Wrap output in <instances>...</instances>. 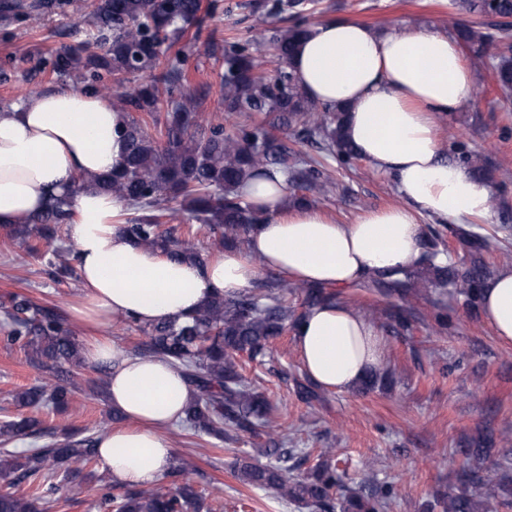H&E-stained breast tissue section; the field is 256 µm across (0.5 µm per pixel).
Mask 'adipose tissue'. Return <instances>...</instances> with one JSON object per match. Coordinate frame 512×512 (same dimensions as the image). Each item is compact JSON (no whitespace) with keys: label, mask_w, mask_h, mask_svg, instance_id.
<instances>
[{"label":"adipose tissue","mask_w":512,"mask_h":512,"mask_svg":"<svg viewBox=\"0 0 512 512\" xmlns=\"http://www.w3.org/2000/svg\"><path fill=\"white\" fill-rule=\"evenodd\" d=\"M290 69L311 100L348 106V140L359 157L394 177L399 204L340 224L318 208L289 204L284 177L252 179L243 201L266 220L246 251L228 250L211 261L167 259L122 234L131 214L126 201L76 184L82 176L121 171L126 113L94 89L58 87L0 113V225L68 196L84 285L74 316L96 325L132 316L151 325L188 320L211 297L237 295L264 270L293 282L349 288L377 271L415 266L422 217L453 224L489 219L488 188L466 165L441 154L437 118L460 111L472 89L451 37L379 34L330 21L312 27ZM481 302L495 338L512 344V266L484 284ZM294 345L313 382L345 392L380 363L384 341L362 315L333 301L307 313ZM85 356L108 365V400L129 421L97 436L113 482L159 483L175 462L164 431L182 416L190 385L165 359L128 355L105 340L88 342Z\"/></svg>","instance_id":"adipose-tissue-1"}]
</instances>
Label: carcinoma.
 I'll use <instances>...</instances> for the list:
<instances>
[{
  "instance_id": "carcinoma-1",
  "label": "carcinoma",
  "mask_w": 512,
  "mask_h": 512,
  "mask_svg": "<svg viewBox=\"0 0 512 512\" xmlns=\"http://www.w3.org/2000/svg\"><path fill=\"white\" fill-rule=\"evenodd\" d=\"M453 13L448 24L458 38L481 51L495 46L499 53L493 70L497 87L512 96V0H451ZM305 0H261L256 4L268 20L280 22L270 36L245 43L224 45V72L218 83L224 101V121L206 119L201 112V96L178 93L182 74L164 62L165 45H171L187 28L199 22L200 0H97L88 25L95 42L107 44L102 53L84 42L58 52L55 69L70 76L82 69L103 70L112 75V84L98 91L113 104L128 107L144 117L128 122L120 173L97 180L100 188L127 201L133 213L121 226L132 242L146 246L161 256L198 259L171 233L162 229L163 204L180 200L182 209L210 232L220 236L222 245H232L266 220L264 214L243 204L240 189L251 178L270 177L278 172L287 182L313 195L332 191L331 172L318 161L301 159L288 147L286 133L298 144L310 145L340 164L357 157L346 137L344 109L313 102L290 70L274 79L258 72L266 46L278 58L290 63L299 39L309 30L304 20ZM493 16L500 19L497 32H489L460 22L457 14ZM161 70L159 81L172 101L162 139L146 130L147 119L161 109L157 86L133 92H117L126 76ZM73 213L66 198L54 200L41 213L13 225L15 240L33 235L51 242L69 231ZM444 250L436 242H425L423 264L388 276L371 279L372 287L383 295H403L414 290L427 295L450 286L466 306L479 305L480 288L488 269L479 256L470 262H441ZM303 295L302 309L288 304V290ZM334 293L300 283H284L277 292H242L232 298L217 295L204 303L191 319L141 325L143 349L167 359L187 377L195 391L184 409L182 422L196 433L218 439L256 436L269 426L272 405L243 373L239 357L262 362L271 341L296 329L308 310L333 299ZM14 327L4 342L23 351L35 366L47 367L52 379L33 385L18 394L25 407L48 404L61 411L68 397L78 390L74 370L85 359L71 331L48 310L37 309L24 295L10 300ZM47 431L36 418L0 424V437L42 438ZM512 440L492 431L482 434L459 449L468 465L460 473L462 488L436 499L441 512H499L512 499V476L508 454L498 445ZM98 448L93 437L69 440L30 454L0 452V483L12 491L0 494V512H37V504L49 501L57 490L51 467L63 464L61 478L73 480L96 462ZM274 462H244L237 467L238 479L249 486L268 489L310 512H379L392 500L394 486L374 477L353 486L334 448H323L305 475L296 471L307 464L310 454L293 448H275ZM24 485L25 491L16 488ZM487 493H481V490ZM100 512H202L203 496L193 482L184 478L171 493L106 484L99 490Z\"/></svg>"
}]
</instances>
